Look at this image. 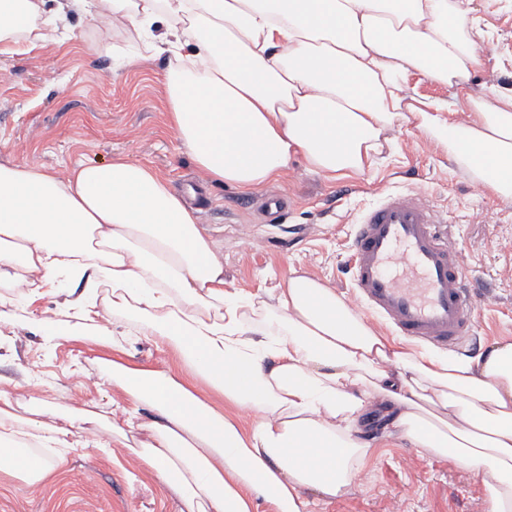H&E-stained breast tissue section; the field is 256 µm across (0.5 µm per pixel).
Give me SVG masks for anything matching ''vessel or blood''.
<instances>
[{"instance_id":"obj_1","label":"vessel or blood","mask_w":512,"mask_h":512,"mask_svg":"<svg viewBox=\"0 0 512 512\" xmlns=\"http://www.w3.org/2000/svg\"><path fill=\"white\" fill-rule=\"evenodd\" d=\"M351 272L365 310L401 335L439 349L472 336L477 301L459 254L445 221L419 198L390 194L361 215Z\"/></svg>"}]
</instances>
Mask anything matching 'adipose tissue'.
I'll list each match as a JSON object with an SVG mask.
<instances>
[{
	"mask_svg": "<svg viewBox=\"0 0 512 512\" xmlns=\"http://www.w3.org/2000/svg\"><path fill=\"white\" fill-rule=\"evenodd\" d=\"M0 0V55L16 29L67 12L153 29L150 55L172 54L171 120L211 179L249 192L295 156L315 170H359L382 133L405 121L409 74L454 86L458 118L417 110L421 127L479 181L512 197V87L476 97L473 0ZM31 298L81 284L66 312L85 331L112 317L116 336H153L183 371L253 411L251 427L197 397L171 369L112 364L124 392L112 445L126 447L141 405L158 413L135 449L183 512H312L347 493L358 462L384 440L493 479L486 512H512V341L474 357L405 351L334 289L291 275L273 296L224 287V262L168 181L117 159L60 175L0 164V278ZM110 288L107 299L95 289ZM373 400L384 415L364 425ZM79 413L18 430L0 408V471L50 482L56 466L16 444L70 447Z\"/></svg>",
	"mask_w": 512,
	"mask_h": 512,
	"instance_id": "1",
	"label": "adipose tissue"
}]
</instances>
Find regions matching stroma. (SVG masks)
<instances>
[{"instance_id":"stroma-1","label":"stroma","mask_w":512,"mask_h":512,"mask_svg":"<svg viewBox=\"0 0 512 512\" xmlns=\"http://www.w3.org/2000/svg\"><path fill=\"white\" fill-rule=\"evenodd\" d=\"M481 18L475 40L481 63L468 84L476 94L512 87V0H474ZM168 56L147 57L134 28L107 30L100 17L68 13L46 39H19L0 55V163L47 167L59 174L81 163L123 158L153 168L197 209L218 244L227 289L269 291L297 271L335 288L355 304L349 256L360 214L390 193L420 196L447 219L452 246L480 292L471 341L463 356L512 340V200L497 197L471 170L448 160V144L417 119L394 124L363 171L334 176L293 159L277 181L244 193L207 178L173 127L164 73ZM0 300L20 318L0 325V398L18 400V414L51 421L71 408L124 403L99 387L113 361L143 368L174 366L166 347L147 336L79 335L63 297L31 300L0 280ZM67 322L69 335L44 345L38 322ZM45 386L36 396L26 381ZM88 448L59 453L52 483L37 491L0 472V512H179L177 497L142 472L136 458L112 448L96 424ZM492 478L408 442H389L362 463L348 492L317 512H484Z\"/></svg>"}]
</instances>
